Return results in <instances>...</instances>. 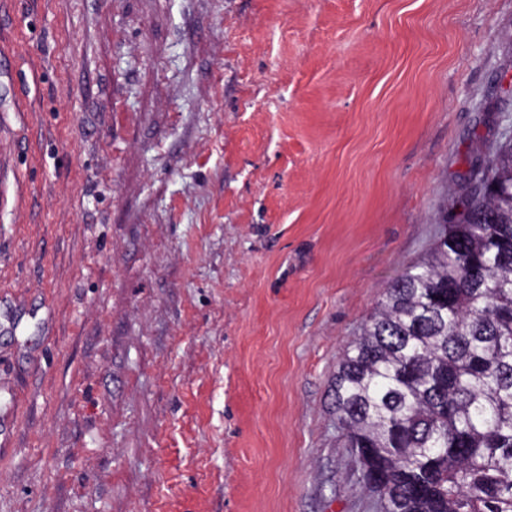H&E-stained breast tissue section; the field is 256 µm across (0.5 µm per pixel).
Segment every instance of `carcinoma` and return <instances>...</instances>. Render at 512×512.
Segmentation results:
<instances>
[{
    "label": "carcinoma",
    "instance_id": "carcinoma-1",
    "mask_svg": "<svg viewBox=\"0 0 512 512\" xmlns=\"http://www.w3.org/2000/svg\"><path fill=\"white\" fill-rule=\"evenodd\" d=\"M339 360L342 448L377 512H512V137Z\"/></svg>",
    "mask_w": 512,
    "mask_h": 512
}]
</instances>
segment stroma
<instances>
[{
	"instance_id": "1",
	"label": "stroma",
	"mask_w": 512,
	"mask_h": 512,
	"mask_svg": "<svg viewBox=\"0 0 512 512\" xmlns=\"http://www.w3.org/2000/svg\"><path fill=\"white\" fill-rule=\"evenodd\" d=\"M512 113V0H0V512H369L330 389Z\"/></svg>"
}]
</instances>
